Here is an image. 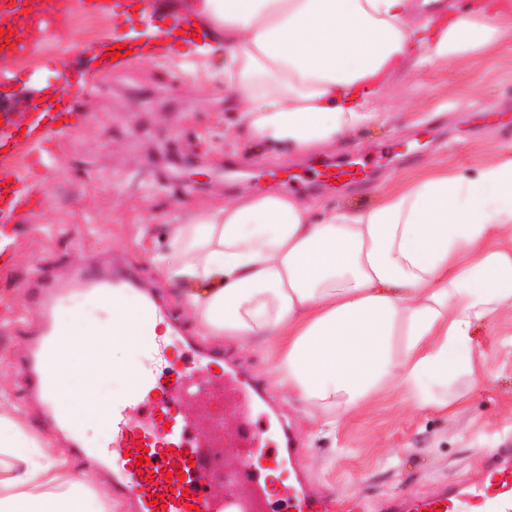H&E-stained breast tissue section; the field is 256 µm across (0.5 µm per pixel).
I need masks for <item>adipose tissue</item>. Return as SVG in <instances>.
Here are the masks:
<instances>
[{
	"instance_id": "adipose-tissue-1",
	"label": "adipose tissue",
	"mask_w": 512,
	"mask_h": 512,
	"mask_svg": "<svg viewBox=\"0 0 512 512\" xmlns=\"http://www.w3.org/2000/svg\"><path fill=\"white\" fill-rule=\"evenodd\" d=\"M223 36L224 90L250 138L303 153L373 119L390 76L408 62L500 49L512 0L407 21L409 0H196ZM158 257L183 281L203 335L258 342L269 371L320 425L396 389L419 410L448 412L459 377L478 385L486 359L474 332L512 310V148L472 176L431 168L374 204L333 209L281 193L201 209L170 227ZM101 320L102 385L85 398V340L74 337L60 386L69 410L93 420L125 391L141 336ZM0 512H105L69 462L26 423L0 412Z\"/></svg>"
}]
</instances>
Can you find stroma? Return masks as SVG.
Instances as JSON below:
<instances>
[{"label": "stroma", "instance_id": "obj_1", "mask_svg": "<svg viewBox=\"0 0 512 512\" xmlns=\"http://www.w3.org/2000/svg\"><path fill=\"white\" fill-rule=\"evenodd\" d=\"M112 34L111 18L67 12L34 60L13 58L0 70V105L18 122L6 153L13 164L30 145L21 134L34 119L30 94L48 99L64 84L78 107L56 165L36 184L40 208L14 209L10 221V258L0 264V407L38 427L54 452L67 453L62 437L41 426L20 375L24 348L42 323L31 290L46 269L64 282L79 268L108 273L119 266L167 309L170 324L261 384L257 406L269 416L271 437L292 434L307 450L312 480L337 500L361 498L379 512L394 495L433 492L475 475L484 451L511 444V312L478 332L487 374L474 391L467 378L457 381L455 413L414 411L400 393L387 392L327 431L270 380L263 346L201 335L153 258L168 252L169 226L183 214L276 191L261 178L276 166L301 172L366 156L375 163L368 184L299 190L306 201L348 209L374 203L423 167L467 172L492 158L512 145V34L497 52L469 51L393 73L374 105L378 120L310 153L242 133L239 112L225 100L222 53L198 57L190 69L166 59L100 75L97 58Z\"/></svg>", "mask_w": 512, "mask_h": 512}]
</instances>
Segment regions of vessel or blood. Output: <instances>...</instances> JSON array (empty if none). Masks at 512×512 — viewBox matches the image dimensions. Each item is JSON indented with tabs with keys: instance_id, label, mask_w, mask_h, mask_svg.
Returning a JSON list of instances; mask_svg holds the SVG:
<instances>
[{
	"instance_id": "obj_1",
	"label": "vessel or blood",
	"mask_w": 512,
	"mask_h": 512,
	"mask_svg": "<svg viewBox=\"0 0 512 512\" xmlns=\"http://www.w3.org/2000/svg\"><path fill=\"white\" fill-rule=\"evenodd\" d=\"M60 0H11L0 7V67L13 57L23 42L22 19L29 12L59 14ZM65 133L57 118L44 115L35 134L28 165L14 174L0 191L16 195L32 188L42 169L56 160L53 144ZM371 172L366 161L324 164L316 176L319 185L330 187L339 181L361 185ZM91 295L100 300L129 306L131 328L150 338L151 344L138 357L131 386L108 398L97 420L102 426L98 438L86 441L84 421L55 401V393L66 373L63 358L70 338L79 334L90 341L86 360L103 367L101 352L93 343L99 331L92 325L79 326L69 320L75 297ZM34 304L45 324L22 364L31 395L41 408L45 424L60 433L69 447L91 459L109 477L112 496L124 500L130 512H275L270 486L273 472L285 463H297L304 455L293 440L284 447L270 445L263 437L258 418L244 428L247 449L239 469L219 475L218 465L204 436L186 421L180 411L184 401L211 383L209 369L216 356L209 351L184 348L177 336L152 334L155 322L166 312L141 288L134 278L121 272L102 276L92 269L77 271L69 286L58 283L52 272L42 271L32 291ZM192 359L190 368L171 372L169 364L177 351ZM282 495L293 512H342L341 503L317 491L302 471H295ZM163 507H156V498ZM385 512H512V445L483 455L480 475L433 493H413L387 500Z\"/></svg>"
}]
</instances>
